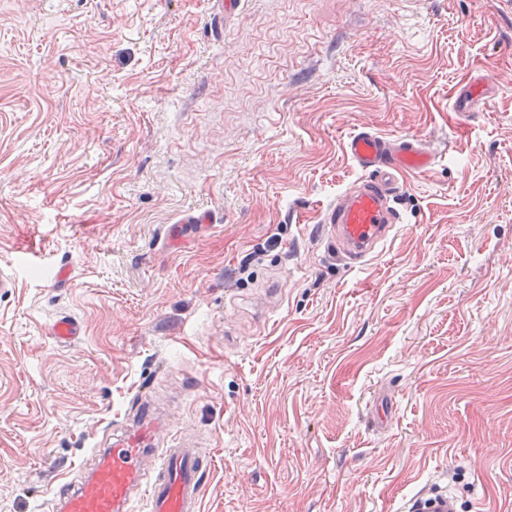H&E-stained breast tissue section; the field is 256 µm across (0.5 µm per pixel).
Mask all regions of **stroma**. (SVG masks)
<instances>
[{"instance_id": "35a3bbf8", "label": "stroma", "mask_w": 512, "mask_h": 512, "mask_svg": "<svg viewBox=\"0 0 512 512\" xmlns=\"http://www.w3.org/2000/svg\"><path fill=\"white\" fill-rule=\"evenodd\" d=\"M365 125L438 155L350 269ZM0 268V512L143 395L213 456L200 512H512V0H0ZM51 335L60 343H71L81 336L80 323L68 315L59 316L51 329ZM458 499L452 494L438 496L421 495L413 501L410 512H459Z\"/></svg>"}]
</instances>
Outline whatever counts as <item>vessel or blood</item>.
I'll use <instances>...</instances> for the list:
<instances>
[{
	"instance_id": "obj_1",
	"label": "vessel or blood",
	"mask_w": 512,
	"mask_h": 512,
	"mask_svg": "<svg viewBox=\"0 0 512 512\" xmlns=\"http://www.w3.org/2000/svg\"><path fill=\"white\" fill-rule=\"evenodd\" d=\"M345 152L362 176L324 209L321 222L329 248L355 268L401 223L395 202L405 192V175L429 171L436 155L420 135L390 137L370 128L351 133ZM51 334L66 344L80 336L81 326L63 315ZM157 425V417L147 411L136 423L120 427L108 447L97 449L81 480L60 485L54 512H134L139 499L147 512H198L212 456L195 444L159 445ZM457 503L451 493L423 495L411 512H458Z\"/></svg>"
}]
</instances>
